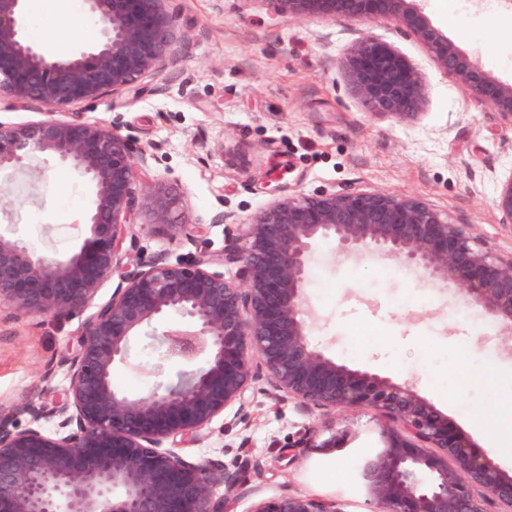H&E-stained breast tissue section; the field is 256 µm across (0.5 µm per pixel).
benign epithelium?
I'll return each mask as SVG.
<instances>
[{
  "label": "benign epithelium",
  "mask_w": 512,
  "mask_h": 512,
  "mask_svg": "<svg viewBox=\"0 0 512 512\" xmlns=\"http://www.w3.org/2000/svg\"><path fill=\"white\" fill-rule=\"evenodd\" d=\"M26 0H0V96L46 108L24 124L0 122V173L37 156L69 164L90 187L86 236L65 254L47 255L0 233V302L35 316L85 310L101 286L126 267L123 249L138 213L143 227L171 238L204 233L177 220L179 195L131 186L147 153L112 123L64 120L56 110L118 96L165 67L178 41L166 0H82L100 41L53 56L24 31ZM291 14L363 20L380 14L412 32L442 71L471 96L512 118V84L495 80L429 21L424 0H279ZM344 68L371 112L414 120L423 103L422 74L391 47L366 37ZM493 205L512 224V173ZM323 243L338 255L363 251L395 258L429 279L452 284L512 333V257L494 258L459 224L417 199L382 192L281 197L224 245V263L243 279L227 280L205 257L172 264L136 257L111 298L84 322L68 367L67 398L24 407L25 426L0 419V512H224L215 501L224 471L163 448L191 440L229 408L247 404L253 357L278 397L331 410L368 407L390 425L363 467L377 512H512V474L479 450L409 384L372 369L336 362L309 342L303 303L313 254ZM169 315L179 319L157 331ZM155 341L163 357L195 366L176 383L157 381L147 395L112 379L132 341ZM53 421L50 432L46 423ZM121 491L116 499L113 492ZM252 512H327L299 495L261 500Z\"/></svg>",
  "instance_id": "benign-epithelium-1"
}]
</instances>
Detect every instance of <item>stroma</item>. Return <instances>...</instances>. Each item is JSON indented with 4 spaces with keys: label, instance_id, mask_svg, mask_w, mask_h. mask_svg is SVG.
<instances>
[{
    "label": "stroma",
    "instance_id": "stroma-1",
    "mask_svg": "<svg viewBox=\"0 0 512 512\" xmlns=\"http://www.w3.org/2000/svg\"><path fill=\"white\" fill-rule=\"evenodd\" d=\"M181 37L164 69L129 92L79 107L89 123L116 122L149 155L148 183L174 187L189 221L206 224L190 239L132 226L139 255L168 262L201 256L225 278V241L239 237L273 199L329 193L384 192L437 210L492 255L512 256V226L493 206L512 173V120L471 98L442 72L416 36L381 15L364 22L278 10L275 0H167ZM427 14L473 61L512 82V0H429ZM366 36L382 41L424 77L417 119L371 113L354 93L343 61ZM88 185L64 164L36 159L28 170L0 174V233L48 254L83 238ZM306 301L318 321L317 350L351 367H373L448 416L476 445L488 447L504 401L497 380H474L491 368L512 371V335L472 308L459 288L434 282L391 260L358 257L316 262ZM89 311L65 319L33 316L0 303V412L26 423L29 400L53 403L69 384L66 358L78 349ZM466 351L459 362L457 351ZM163 364L176 379L182 364L136 343L131 362L114 369L122 390L145 394L147 370ZM481 425H473V416ZM387 423L367 407L332 411L278 398L253 361L248 405L227 410L182 445L190 461L222 465L224 512H252L264 499L300 495L327 512H374L361 469L381 445ZM337 436L336 448L321 440Z\"/></svg>",
    "mask_w": 512,
    "mask_h": 512
}]
</instances>
